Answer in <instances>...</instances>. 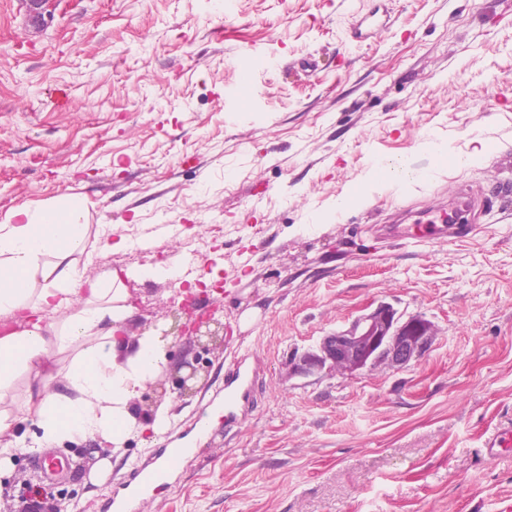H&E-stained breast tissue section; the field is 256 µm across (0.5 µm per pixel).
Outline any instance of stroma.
<instances>
[{
    "instance_id": "stroma-1",
    "label": "stroma",
    "mask_w": 512,
    "mask_h": 512,
    "mask_svg": "<svg viewBox=\"0 0 512 512\" xmlns=\"http://www.w3.org/2000/svg\"><path fill=\"white\" fill-rule=\"evenodd\" d=\"M351 10L389 23L344 40ZM398 156L427 179L368 188L374 158ZM456 186L512 210V0H57L41 24L28 0H0V222L75 197L96 242L83 278L168 260L210 274L130 283L126 336L168 329L171 358L131 404L142 422L167 408L171 424L131 435L106 469L96 440L54 448L72 463L54 505L106 512L137 465L206 420L217 437L141 512H512V454L482 446L512 420V217L475 215L465 241L379 237L398 209L447 204ZM163 224L177 230L165 245L106 246ZM188 288L227 334L193 396L161 398L189 347L169 330ZM381 302L429 322L423 355L293 374L295 356ZM243 343L262 372L228 429L224 369ZM36 458L14 456L0 512H16Z\"/></svg>"
}]
</instances>
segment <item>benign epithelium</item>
<instances>
[{
	"label": "benign epithelium",
	"mask_w": 512,
	"mask_h": 512,
	"mask_svg": "<svg viewBox=\"0 0 512 512\" xmlns=\"http://www.w3.org/2000/svg\"><path fill=\"white\" fill-rule=\"evenodd\" d=\"M192 299L180 305L178 332L189 344L207 349L208 344L224 343V322L214 315L193 316ZM432 340L429 323L418 317L402 320V315L389 303L382 302L369 314L358 318L349 328L324 337L316 349L294 359V372L313 375L336 370L357 372L379 364L404 366L423 354ZM202 364L198 354L183 356L181 368L186 373L177 377L172 390L177 396L196 391L195 381Z\"/></svg>",
	"instance_id": "1"
}]
</instances>
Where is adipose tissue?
<instances>
[{"label": "adipose tissue", "mask_w": 512, "mask_h": 512, "mask_svg": "<svg viewBox=\"0 0 512 512\" xmlns=\"http://www.w3.org/2000/svg\"><path fill=\"white\" fill-rule=\"evenodd\" d=\"M13 217L0 224V315L17 319L19 327L0 336V403L7 402L18 373L40 370L67 351L73 358L56 386L29 398L37 419L31 439L15 437L12 419L0 412V465L11 455L73 438L97 439L120 451L142 428L132 398L168 362L160 336L146 333L132 343L117 336L132 314L125 281L141 272L81 281L76 257L86 252L89 233L77 199L21 208ZM47 311L66 318L54 325L45 321Z\"/></svg>", "instance_id": "ef3b65f1"}]
</instances>
